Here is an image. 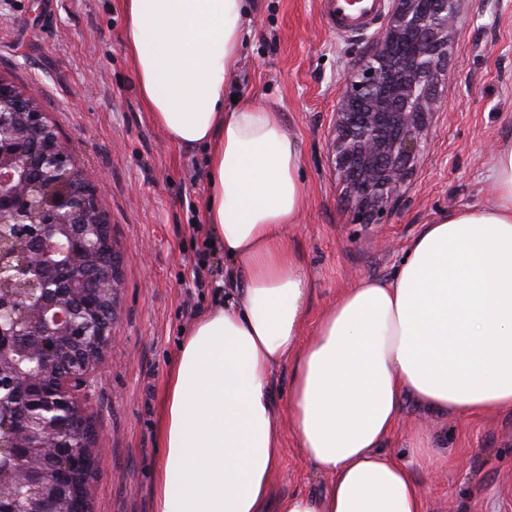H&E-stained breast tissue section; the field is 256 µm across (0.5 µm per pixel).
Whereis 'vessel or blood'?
<instances>
[{
    "instance_id": "1",
    "label": "vessel or blood",
    "mask_w": 512,
    "mask_h": 512,
    "mask_svg": "<svg viewBox=\"0 0 512 512\" xmlns=\"http://www.w3.org/2000/svg\"><path fill=\"white\" fill-rule=\"evenodd\" d=\"M387 0H319L325 27L343 38L368 34L381 23Z\"/></svg>"
}]
</instances>
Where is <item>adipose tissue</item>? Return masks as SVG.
<instances>
[{
    "mask_svg": "<svg viewBox=\"0 0 512 512\" xmlns=\"http://www.w3.org/2000/svg\"><path fill=\"white\" fill-rule=\"evenodd\" d=\"M125 46L153 123L208 149L204 220L231 288L199 315L165 384L156 512H267L282 455L272 380L292 369L288 413L327 481L276 512H426L416 479L436 441L396 435L404 397L460 418L512 411V140L493 152L484 205L423 225L393 276L342 291L304 334V257L287 244L306 204L302 156L281 113L224 105L251 22L246 0H122Z\"/></svg>",
    "mask_w": 512,
    "mask_h": 512,
    "instance_id": "1",
    "label": "adipose tissue"
}]
</instances>
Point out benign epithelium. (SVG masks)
<instances>
[{"instance_id":"1","label":"benign epithelium","mask_w":512,"mask_h":512,"mask_svg":"<svg viewBox=\"0 0 512 512\" xmlns=\"http://www.w3.org/2000/svg\"><path fill=\"white\" fill-rule=\"evenodd\" d=\"M394 19L344 81L342 111L331 144L336 171L365 224L386 210L414 159L435 104V83L446 61L448 31L464 23L454 0H394ZM48 128L33 97L0 78V286L32 274L58 288H42L37 302L18 294L12 310L0 301V512H90L88 481L98 460L96 431L82 398L103 364L117 311V257L91 260L110 239L99 213L93 176L71 163L59 137L35 154L31 144ZM60 174L66 191L45 223L28 225L31 244L17 255V218L35 207L30 177ZM48 457L57 465L30 466Z\"/></svg>"}]
</instances>
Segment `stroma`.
<instances>
[{
	"label": "stroma",
	"instance_id": "35a3bbf8",
	"mask_svg": "<svg viewBox=\"0 0 512 512\" xmlns=\"http://www.w3.org/2000/svg\"><path fill=\"white\" fill-rule=\"evenodd\" d=\"M250 33L229 95L281 112L296 138L306 207L288 230L311 281L305 331L337 295L365 277H391L419 227L444 211L479 206L491 193L496 145L512 138V0H457L463 25L448 35L435 93L441 106L424 130L425 150L397 200L372 223L333 169L341 85L371 38L349 41L322 23L318 0H251ZM122 0H0V78L32 91L68 142L73 165L94 188L122 277L105 368L86 406L105 453L88 485L91 512H155L158 415L168 369L224 279V254L205 262L193 237L203 223L206 152L178 151L146 112L124 42ZM291 370L273 381L282 457L271 496L320 490L324 478L297 448L287 413ZM416 431L446 446L447 461L420 472L427 512H512V413L444 417L405 399L388 452L404 453Z\"/></svg>",
	"mask_w": 512,
	"mask_h": 512
}]
</instances>
